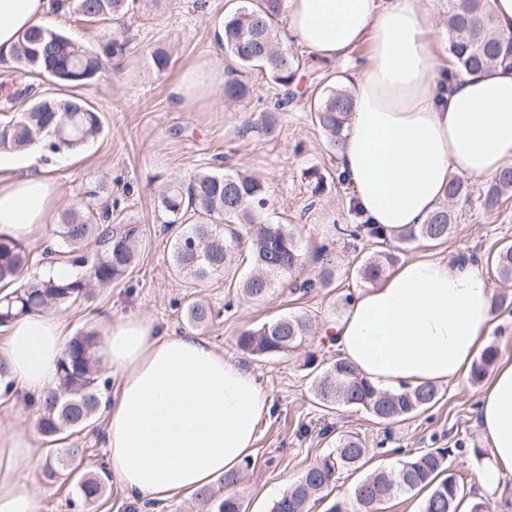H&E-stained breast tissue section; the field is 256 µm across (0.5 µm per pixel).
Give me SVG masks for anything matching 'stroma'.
I'll list each match as a JSON object with an SVG mask.
<instances>
[{
  "instance_id": "35a3bbf8",
  "label": "stroma",
  "mask_w": 512,
  "mask_h": 512,
  "mask_svg": "<svg viewBox=\"0 0 512 512\" xmlns=\"http://www.w3.org/2000/svg\"><path fill=\"white\" fill-rule=\"evenodd\" d=\"M238 5V0H137L127 18L131 50L120 70L105 72L80 88V95L100 112L103 131L79 153L49 156L48 175L58 187L63 209L77 204L86 188L103 186L115 204L113 222L139 226V256L124 279L96 289L92 301L57 309L56 317L73 336L85 330L102 332L107 320L144 315L162 334H195L253 372L271 401V411L261 423L254 452L237 467L236 489L245 512H268L271 502L332 450L337 435L346 432L358 434L368 448L370 472L394 468L415 451L448 449L449 469L464 487L463 505L482 502L489 512H512V477L491 491L476 480L475 465L490 448L478 426L482 383L465 378L440 385L433 408L386 427L364 411L331 410L319 404L313 379L338 355L319 336L284 358H255L237 349L241 330L287 312L308 313L319 326L342 317L344 298L363 287L357 269L370 252L367 241L344 233L346 225L357 221L354 193L349 183L336 178V156L326 149L311 120L308 97H297L282 113L275 136H240L242 120L269 106L277 88L263 70L255 68L249 73L255 88L252 99L224 100V70L232 60L216 43L214 24ZM159 47L172 52L169 69L161 73L151 58ZM201 64L211 70L214 90L179 101L175 87L189 68ZM217 165L266 181L269 207L264 218L293 228L306 254L302 277L318 273L315 255L321 247H329L335 269L329 287L304 296L286 285L256 302L244 298L227 276L193 286L171 275L174 233L158 218L160 186L165 180H186ZM311 167L326 177L322 193H313L305 176ZM465 183L468 195L455 206L458 218L448 239L410 242L401 257L464 256L483 263L496 295L512 301V282L500 280L493 262L503 246L512 245V195L489 211L481 200L485 181L469 177ZM193 298L207 301L214 311L212 321L198 330L191 329L185 315ZM21 470L43 489V512H196L190 494L143 502L128 496L115 481L102 499L85 505L76 502L71 482L46 478L44 463L25 464Z\"/></svg>"
}]
</instances>
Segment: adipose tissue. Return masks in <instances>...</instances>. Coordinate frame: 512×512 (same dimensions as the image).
<instances>
[{
    "instance_id": "1",
    "label": "adipose tissue",
    "mask_w": 512,
    "mask_h": 512,
    "mask_svg": "<svg viewBox=\"0 0 512 512\" xmlns=\"http://www.w3.org/2000/svg\"><path fill=\"white\" fill-rule=\"evenodd\" d=\"M54 0H0V48L47 21ZM288 32L315 60L342 63L367 46L351 80L353 110L336 163L364 218L397 236L424 223L459 176L494 177L512 162V72L456 76L433 52L432 0H286ZM57 188L44 173L0 178V236L42 235ZM495 317L482 264L416 257L358 292L330 326L343 359L374 387L446 384L468 372ZM67 333L45 314L16 319L0 342V383L39 397L58 380ZM97 355L119 379L108 410L107 465L128 495L193 492L249 455L270 402L254 374L194 336L158 335L147 319L107 324ZM490 455L478 483L512 475V362L480 396ZM44 455L0 429V512H41L42 491L20 466Z\"/></svg>"
}]
</instances>
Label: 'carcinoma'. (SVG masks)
Masks as SVG:
<instances>
[{
    "label": "carcinoma",
    "instance_id": "carcinoma-1",
    "mask_svg": "<svg viewBox=\"0 0 512 512\" xmlns=\"http://www.w3.org/2000/svg\"><path fill=\"white\" fill-rule=\"evenodd\" d=\"M136 0H56L53 13L74 14L79 20L112 27L108 39L88 48L52 25H39L9 51L0 50V60L13 63L19 83L0 86V152L22 151L36 142L45 150L75 152L103 131L100 112L77 94L66 97L29 96L32 76L75 90L117 68L130 51L124 36V18ZM285 0H251L224 19L221 45L242 68L260 67L271 82L282 89L274 104L259 111L239 128L243 136H271L279 124V113L288 110L290 91L300 69V60L286 52L280 42L278 22L285 13ZM448 43L457 68L472 73L487 68L512 70V32L495 27L492 0H448ZM253 94L245 81H224V99L243 100ZM29 101L22 112H13L19 102ZM353 100L340 85H326L310 104L312 121L320 129L328 150H338L344 139ZM512 192V166L504 167L482 194V204L494 210ZM268 205L267 184L240 171L203 169L187 180L166 182L157 207L162 223L176 228L170 267L181 278L201 284L214 277L237 273L239 260L248 257L250 269L238 280L240 292L260 301L291 278L292 290L307 294L327 286L333 277L331 263H322L319 273L301 281L304 254L295 233L286 224H266L260 214ZM456 221L452 208L438 207L423 224L406 230L400 242L418 238L443 242ZM350 236L376 245L358 268L360 279L378 281L397 262L402 247L391 245L393 237L381 227L363 222ZM57 253L79 271L67 279L50 275L24 279L32 264L31 252L20 240L0 238V283L16 288L0 297V326L30 313L51 309L93 296L92 288H104L125 276L137 261L139 229L135 224L112 225V204L101 191L89 189L82 206L65 210L56 224ZM495 270L504 281L512 280V246L503 247L495 258ZM186 319L203 327L212 319V309L203 300L186 308ZM313 332V320L301 313L286 314L258 327L247 328L236 338L242 352L256 358L288 355L302 348ZM98 345L93 330L68 341L59 362L58 382L42 397L29 399L37 407L39 433L54 445L45 474L53 480L75 477L74 491L84 503L103 495L110 473L87 471V449L76 434L101 418L109 381L100 378L95 358ZM498 350L489 345L470 370L472 382L481 381L496 361ZM315 398L328 408L351 407L365 411L378 423L394 425L433 407L438 387L419 384L396 392H382L338 357L313 380ZM369 450L354 434H342L336 447L307 469L297 484L272 501L269 512H310V504L325 499L338 475L357 471L367 463ZM448 449L414 452L390 470L374 471L354 488L353 499L335 502L330 512H382L387 501L405 494L426 492L421 512H457L461 487L445 466ZM238 473H224L221 488L205 487L194 493L200 512H242L240 495L231 490Z\"/></svg>",
    "mask_w": 512,
    "mask_h": 512
}]
</instances>
